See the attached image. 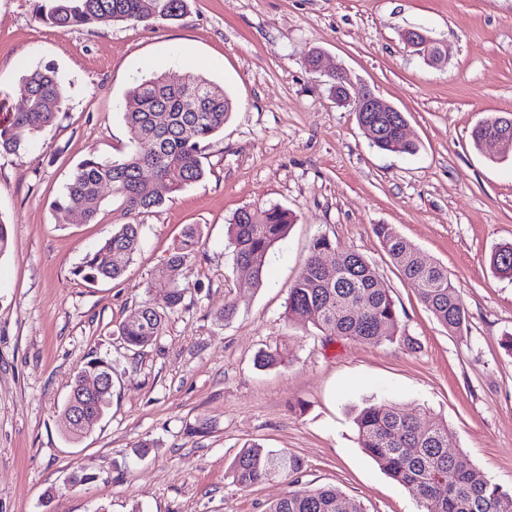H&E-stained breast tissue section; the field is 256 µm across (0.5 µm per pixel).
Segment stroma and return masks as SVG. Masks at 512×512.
<instances>
[{
	"mask_svg": "<svg viewBox=\"0 0 512 512\" xmlns=\"http://www.w3.org/2000/svg\"><path fill=\"white\" fill-rule=\"evenodd\" d=\"M38 3L0 0V110L15 111L22 76L45 65L68 96L26 152L0 156L12 236L0 255V512H266L287 486L233 483L247 442L301 457L303 482L338 487L364 512H419L359 444L354 416L372 399L445 422L450 450L512 493V280L490 265L512 243V155L470 137L512 113V0H187L172 23L101 21L65 34L40 20ZM412 28L441 43V66L406 43ZM315 52L317 70L307 64ZM337 67L404 113L415 154L370 143L331 96ZM156 71L204 76L233 102L204 149L205 178L145 213L108 197L93 222L58 223L53 203L76 166L128 151V92ZM270 206L294 222L262 287L240 290L247 273L227 226L240 209ZM129 222L141 245L123 276L84 281L85 256ZM189 224L201 244L182 271L184 302L156 345L129 351L119 328L142 301L163 304L159 270ZM376 224L447 268L468 311L460 333L403 281ZM321 235L375 267L400 340L329 341L286 320L288 289ZM228 299L237 314L227 323L218 314ZM275 345L287 362L257 368V351ZM93 359L113 366L112 402L74 441L60 414ZM76 471L97 480L67 487ZM52 486L60 493L48 503Z\"/></svg>",
	"mask_w": 512,
	"mask_h": 512,
	"instance_id": "obj_1",
	"label": "stroma"
}]
</instances>
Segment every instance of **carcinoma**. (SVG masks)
<instances>
[{"label":"carcinoma","mask_w":512,"mask_h":512,"mask_svg":"<svg viewBox=\"0 0 512 512\" xmlns=\"http://www.w3.org/2000/svg\"><path fill=\"white\" fill-rule=\"evenodd\" d=\"M186 0H41V19L62 33L94 24L107 15L113 21L152 26L180 19ZM187 84L188 92L172 84L165 73H153L130 89L137 101L134 112L124 113L130 133L131 150L108 160L95 156L82 161L72 172L63 194L55 200L60 222L74 211L95 218L104 193L122 200L127 212L140 214L161 206L163 197L154 183L164 182L173 192L200 181L205 175L202 152L210 139L224 128L232 112V101L223 89L198 76ZM27 108L17 110L0 123V153L16 154L25 149L36 133L52 126L65 111L66 96L54 67L46 65L25 77ZM360 124L373 145L381 150L412 154L416 144L400 133L403 119L396 112H360ZM490 133L512 146V133L505 134L492 123L478 124L471 131L474 145ZM293 223L288 211L277 206L242 209L228 224L229 244L235 260L251 268L245 290L262 286L270 250L285 238ZM141 225L121 224L100 248L88 256L79 274L88 281L120 278L139 248ZM388 255L419 300L448 332L461 331L467 319L457 289L448 270L421 259V255L386 224L373 225ZM200 234L194 226L184 229L161 273L170 284L165 306L146 300L137 317L125 321L121 336L130 348H144L162 336L166 312L179 307L187 289L180 283L181 271L197 254ZM333 254V273L320 264L325 253ZM494 270L512 278V245L498 248L491 256ZM285 317L294 323H310L323 336L367 344L392 341L396 336L397 312L390 290L383 286L376 270L355 251L338 252L325 236L313 239L309 256L294 284L288 290ZM257 364L276 366L284 361L282 348L258 352ZM76 377L72 392L90 422L99 420L110 405L112 392L84 394ZM63 433L71 439L84 431L72 423L71 407L64 406ZM361 448L391 478L406 488L421 512H512V495L486 478L462 456H448V425L431 418L421 422L411 413L387 400L371 402L354 417ZM290 490L268 512H363L352 504L345 510L346 498L336 487H312L302 482L304 461L285 450H272L247 444L235 457L230 476L242 488L269 479L271 469Z\"/></svg>","instance_id":"cac0c4a2"}]
</instances>
